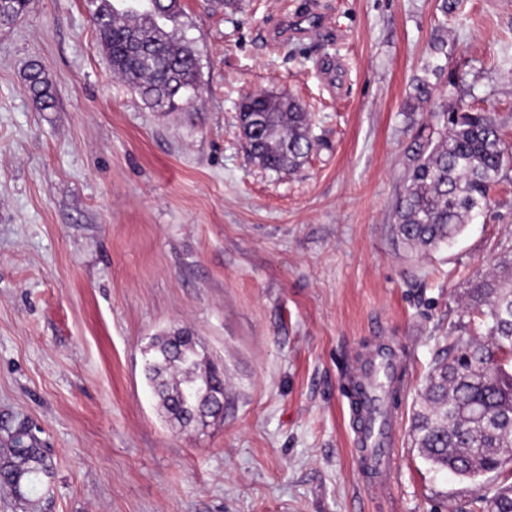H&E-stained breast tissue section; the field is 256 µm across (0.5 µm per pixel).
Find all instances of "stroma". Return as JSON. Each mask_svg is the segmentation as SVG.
Wrapping results in <instances>:
<instances>
[{"instance_id": "1", "label": "stroma", "mask_w": 512, "mask_h": 512, "mask_svg": "<svg viewBox=\"0 0 512 512\" xmlns=\"http://www.w3.org/2000/svg\"><path fill=\"white\" fill-rule=\"evenodd\" d=\"M181 0L193 107L150 109L113 75L84 0L0 26V441L46 448L43 512H482L410 426L469 281L512 245V169L488 212L421 253L393 231L407 148L441 106L496 113L512 145V0ZM446 38L431 100L405 103ZM39 61L55 97L26 88ZM299 99L313 147L288 174L249 154L237 106ZM185 330L224 376L207 427L170 423L146 352ZM398 361L397 459L367 490L345 396L377 348Z\"/></svg>"}]
</instances>
